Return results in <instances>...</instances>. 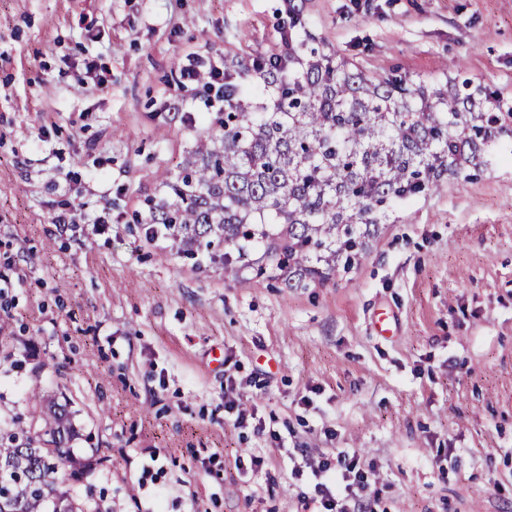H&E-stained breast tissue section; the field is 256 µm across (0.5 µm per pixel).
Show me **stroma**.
<instances>
[{
  "instance_id": "obj_1",
  "label": "stroma",
  "mask_w": 512,
  "mask_h": 512,
  "mask_svg": "<svg viewBox=\"0 0 512 512\" xmlns=\"http://www.w3.org/2000/svg\"><path fill=\"white\" fill-rule=\"evenodd\" d=\"M284 4L0 0V422L34 389L69 403L75 455L106 459L83 481L112 512H317L311 471L342 450L370 472L353 494L371 512H512V139L307 288L144 236L145 198L205 133L161 108L181 59L276 50ZM307 15L368 75L471 79L512 109V0ZM92 173L111 224L56 233L55 184Z\"/></svg>"
}]
</instances>
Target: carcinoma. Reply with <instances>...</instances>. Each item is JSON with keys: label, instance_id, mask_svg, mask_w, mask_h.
Returning <instances> with one entry per match:
<instances>
[{"label": "carcinoma", "instance_id": "1", "mask_svg": "<svg viewBox=\"0 0 512 512\" xmlns=\"http://www.w3.org/2000/svg\"><path fill=\"white\" fill-rule=\"evenodd\" d=\"M303 7L279 31L294 39L288 58H224L268 81L224 79V109L194 143L148 223L193 257L256 270L286 288H307L367 252L397 208L480 167L489 146L512 134L498 112H470L489 97L447 84L413 86L376 78L313 34ZM27 416L0 425V502L7 512H112L79 484L68 404L34 393Z\"/></svg>", "mask_w": 512, "mask_h": 512}]
</instances>
